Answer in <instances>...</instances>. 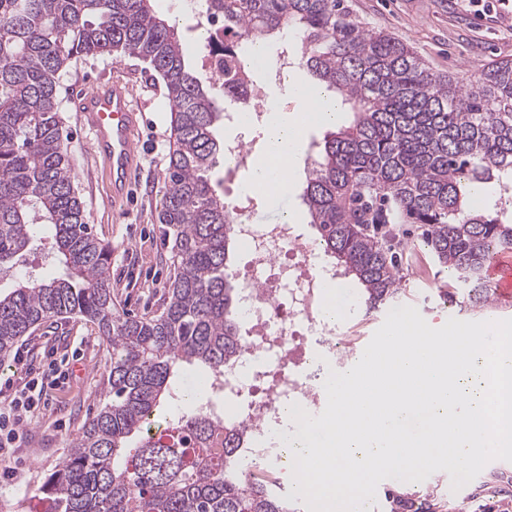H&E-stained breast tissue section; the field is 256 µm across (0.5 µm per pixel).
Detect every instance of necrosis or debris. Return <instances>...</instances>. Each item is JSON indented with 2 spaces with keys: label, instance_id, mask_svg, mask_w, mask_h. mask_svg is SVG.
I'll return each instance as SVG.
<instances>
[{
  "label": "necrosis or debris",
  "instance_id": "necrosis-or-debris-1",
  "mask_svg": "<svg viewBox=\"0 0 512 512\" xmlns=\"http://www.w3.org/2000/svg\"><path fill=\"white\" fill-rule=\"evenodd\" d=\"M207 38L229 48L204 58L213 77H221L224 59L238 62L249 53L246 34L225 37L214 23ZM252 201L250 194L240 193L235 205V235L245 258L238 315L248 330L240 357L225 366L223 377H208L207 387L215 395L248 387L252 399L245 407L229 401L216 413L245 425L242 455L250 465L264 464V478L274 483L279 470L270 461L287 455L278 437L282 410L297 404L317 414L325 365L344 366L353 352L341 324L321 317L323 282L342 278V271L320 266L314 244L297 225L254 223ZM283 307L288 310L284 316L279 313Z\"/></svg>",
  "mask_w": 512,
  "mask_h": 512
}]
</instances>
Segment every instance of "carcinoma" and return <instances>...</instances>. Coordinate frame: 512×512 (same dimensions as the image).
<instances>
[{
  "label": "carcinoma",
  "mask_w": 512,
  "mask_h": 512,
  "mask_svg": "<svg viewBox=\"0 0 512 512\" xmlns=\"http://www.w3.org/2000/svg\"><path fill=\"white\" fill-rule=\"evenodd\" d=\"M154 0H0V272L53 230L66 274L29 276L0 294V362L32 328L81 315L111 348L107 401L83 425L43 486L39 512H290L288 500L237 471L243 431L195 404L155 412L192 367L218 373L240 355L237 290L228 280L234 211L209 172L224 145V106L193 72L175 26ZM224 29L250 40L288 30L294 56L354 112L331 133L303 191L323 250L360 288L371 313L399 297L387 224H419L451 273L448 298L491 303L483 271L512 249V225L472 204V191L512 181V60L465 83L435 76L407 44L353 20L344 0H204ZM124 54L163 79L175 149L159 223L172 235L174 275L161 311L119 313L110 248L85 222L59 120L58 86L74 61Z\"/></svg>",
  "instance_id": "obj_1"
}]
</instances>
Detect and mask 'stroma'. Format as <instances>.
Here are the masks:
<instances>
[{
    "label": "stroma",
    "mask_w": 512,
    "mask_h": 512,
    "mask_svg": "<svg viewBox=\"0 0 512 512\" xmlns=\"http://www.w3.org/2000/svg\"><path fill=\"white\" fill-rule=\"evenodd\" d=\"M352 18L366 29L383 31L408 44L440 76L479 75L491 62L512 59V22L465 10L459 0H344ZM158 14L175 24L188 50L189 62L204 85H212L202 59L208 50L201 41V14L185 12L181 0H154ZM121 79L132 88L135 108L144 115L141 126L143 169L131 200L114 206L104 166L90 151L91 134L76 110V99L100 80ZM61 126L72 163L73 188L97 237L112 249V298L119 312L144 315L159 310L173 273L172 240L158 216L167 191L165 172L175 147L170 104L162 78L151 66L129 55L78 60L60 80ZM327 133L315 125L301 149L297 183L289 196L275 201L254 200V219L281 223L292 213L306 239L316 240L302 200L306 177L319 158ZM430 280L403 272L402 301L417 308L434 328L449 315L462 321L503 320L495 308L473 309L447 304L443 289L448 270L430 262ZM62 271L51 248L50 232L38 227L22 258L19 274L43 278ZM29 362L39 370L48 364L69 367L73 377L63 388L48 391L44 405L25 426L19 447L9 449L12 478H0V512H29V501L68 455L87 417L106 399L110 350L96 324L79 316L53 318L24 336ZM512 503V462L490 461L458 496L443 486L404 482L383 496L380 512H503Z\"/></svg>",
    "instance_id": "obj_1"
}]
</instances>
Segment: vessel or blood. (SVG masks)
I'll return each instance as SVG.
<instances>
[{"instance_id":"obj_1","label":"vessel or blood","mask_w":512,"mask_h":512,"mask_svg":"<svg viewBox=\"0 0 512 512\" xmlns=\"http://www.w3.org/2000/svg\"><path fill=\"white\" fill-rule=\"evenodd\" d=\"M78 110L92 135V153L106 167L112 198L123 201L141 165L140 114L132 103L130 87L117 80L99 83L79 101ZM486 276L493 285L495 305L511 308L512 252L496 253L486 268Z\"/></svg>"}]
</instances>
